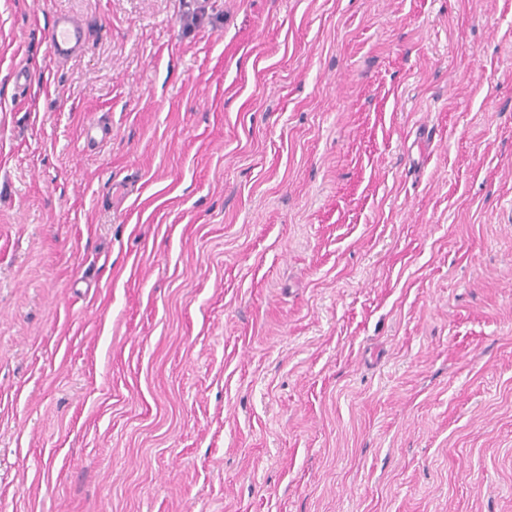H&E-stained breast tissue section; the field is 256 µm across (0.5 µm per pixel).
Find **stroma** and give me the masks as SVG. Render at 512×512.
Segmentation results:
<instances>
[{
    "mask_svg": "<svg viewBox=\"0 0 512 512\" xmlns=\"http://www.w3.org/2000/svg\"><path fill=\"white\" fill-rule=\"evenodd\" d=\"M0 512H512V0H0ZM86 38L87 29L82 20L68 13H56L47 34L48 52L54 60H67L84 47Z\"/></svg>",
    "mask_w": 512,
    "mask_h": 512,
    "instance_id": "35a3bbf8",
    "label": "stroma"
}]
</instances>
